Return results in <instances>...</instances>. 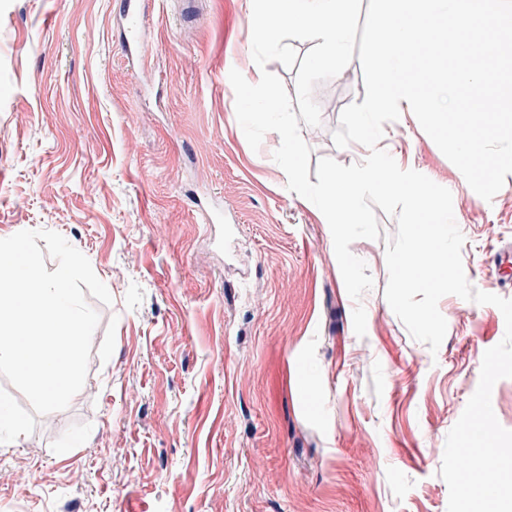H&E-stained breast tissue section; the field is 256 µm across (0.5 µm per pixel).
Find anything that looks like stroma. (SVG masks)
Masks as SVG:
<instances>
[{"instance_id": "1", "label": "stroma", "mask_w": 512, "mask_h": 512, "mask_svg": "<svg viewBox=\"0 0 512 512\" xmlns=\"http://www.w3.org/2000/svg\"><path fill=\"white\" fill-rule=\"evenodd\" d=\"M124 2L0 0V238L58 232L112 296L67 409L36 415L0 376L24 429L0 430V512H447L446 436L501 311L447 295L438 351L413 339L381 211L350 246L374 281L352 300L275 135L252 150L236 118L252 0H147L135 53ZM313 97L310 165L357 163L333 133L365 99L359 59ZM381 143L451 191L468 281L512 299V174L485 201L410 112Z\"/></svg>"}]
</instances>
